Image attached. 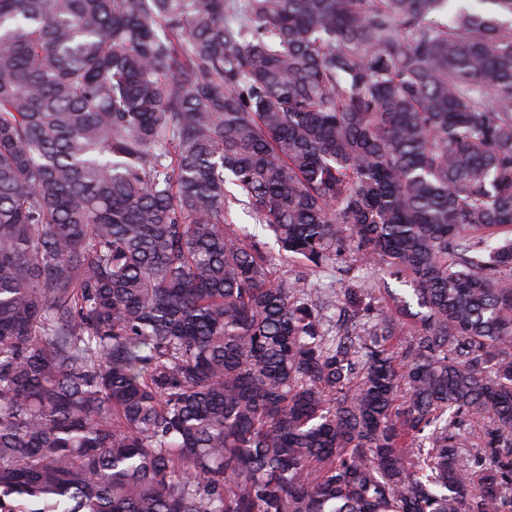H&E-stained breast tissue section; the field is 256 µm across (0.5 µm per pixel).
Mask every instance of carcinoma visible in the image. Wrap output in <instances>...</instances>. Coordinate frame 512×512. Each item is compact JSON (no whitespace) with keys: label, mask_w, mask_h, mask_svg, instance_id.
Masks as SVG:
<instances>
[{"label":"carcinoma","mask_w":512,"mask_h":512,"mask_svg":"<svg viewBox=\"0 0 512 512\" xmlns=\"http://www.w3.org/2000/svg\"><path fill=\"white\" fill-rule=\"evenodd\" d=\"M0 512H512V0H0Z\"/></svg>","instance_id":"1"}]
</instances>
